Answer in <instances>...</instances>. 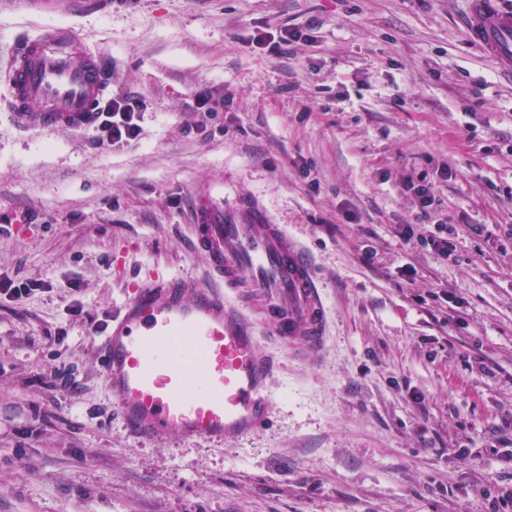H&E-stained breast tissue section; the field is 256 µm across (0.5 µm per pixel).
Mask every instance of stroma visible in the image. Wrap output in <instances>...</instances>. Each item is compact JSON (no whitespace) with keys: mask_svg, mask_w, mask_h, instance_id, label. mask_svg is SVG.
<instances>
[{"mask_svg":"<svg viewBox=\"0 0 512 512\" xmlns=\"http://www.w3.org/2000/svg\"><path fill=\"white\" fill-rule=\"evenodd\" d=\"M464 0H136L73 19L144 102L122 148L24 130L1 101L0 512H486L512 497V81ZM0 0V57L64 22ZM309 28L270 55L258 27ZM202 88L226 108L203 121ZM310 168L309 177L298 172ZM431 184L423 217L412 185ZM263 206L308 249L323 360L280 354L276 422L238 441L135 437L97 359L150 268L207 283L194 192ZM448 227V253L407 241ZM414 267L413 278L400 266ZM422 403H413L414 395Z\"/></svg>","mask_w":512,"mask_h":512,"instance_id":"35a3bbf8","label":"stroma"}]
</instances>
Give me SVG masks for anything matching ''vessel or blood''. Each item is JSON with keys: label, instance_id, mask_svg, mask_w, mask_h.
I'll use <instances>...</instances> for the list:
<instances>
[{"label": "vessel or blood", "instance_id": "b4317fda", "mask_svg": "<svg viewBox=\"0 0 512 512\" xmlns=\"http://www.w3.org/2000/svg\"><path fill=\"white\" fill-rule=\"evenodd\" d=\"M31 8L111 15L134 0H27ZM468 39L512 76V10L466 0ZM112 84V69L68 24L13 43L9 105L16 121L45 131L88 129ZM192 243L215 281L208 287L148 274L107 323L99 360L125 428L145 440L175 435L224 442L273 424L272 337L309 364L324 354L329 316L302 246L266 210L202 192L192 208Z\"/></svg>", "mask_w": 512, "mask_h": 512}]
</instances>
